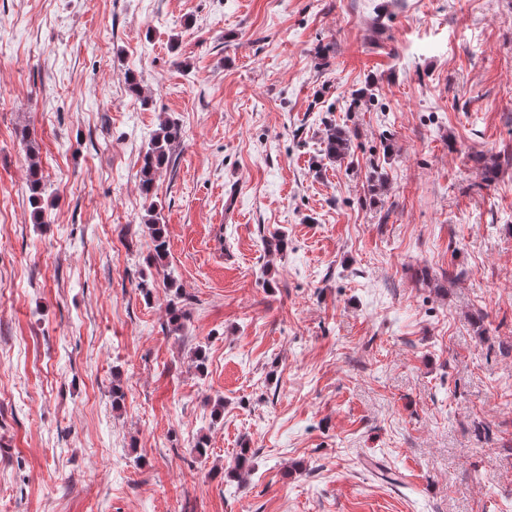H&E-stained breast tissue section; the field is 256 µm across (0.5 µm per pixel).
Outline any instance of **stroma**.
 I'll return each mask as SVG.
<instances>
[{
    "label": "stroma",
    "instance_id": "35a3bbf8",
    "mask_svg": "<svg viewBox=\"0 0 512 512\" xmlns=\"http://www.w3.org/2000/svg\"><path fill=\"white\" fill-rule=\"evenodd\" d=\"M0 512H512V0H0ZM179 127L175 122L165 121L161 124L160 132L147 145L143 154V165L141 167V190L146 199L149 198L154 176L163 166L170 162V147L179 137ZM348 151V138L341 129H333L325 140V156L330 161H339L344 159ZM152 200V197L151 199ZM148 219H145L149 236L153 244L155 258L162 260L167 255V239L164 224H160V213H157L156 201H150L146 210Z\"/></svg>",
    "mask_w": 512,
    "mask_h": 512
}]
</instances>
